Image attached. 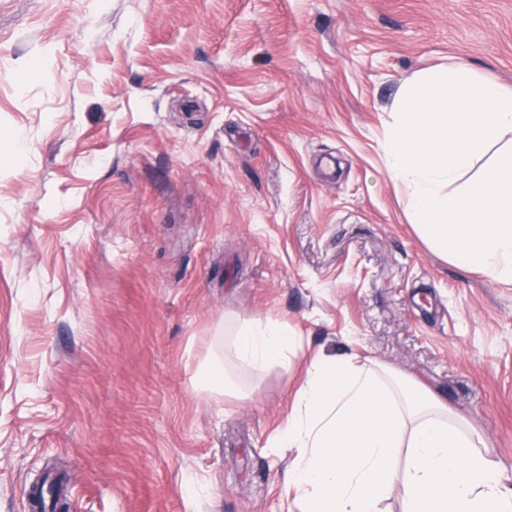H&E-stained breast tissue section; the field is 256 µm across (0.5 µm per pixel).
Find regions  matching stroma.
Wrapping results in <instances>:
<instances>
[{
    "mask_svg": "<svg viewBox=\"0 0 512 512\" xmlns=\"http://www.w3.org/2000/svg\"><path fill=\"white\" fill-rule=\"evenodd\" d=\"M461 61L512 87V0H0V512L56 474L67 512H295L271 443L322 356L435 394L512 486V284L386 162L402 84ZM253 318L287 363L199 391Z\"/></svg>",
    "mask_w": 512,
    "mask_h": 512,
    "instance_id": "obj_1",
    "label": "stroma"
}]
</instances>
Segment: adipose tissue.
<instances>
[{
	"mask_svg": "<svg viewBox=\"0 0 512 512\" xmlns=\"http://www.w3.org/2000/svg\"><path fill=\"white\" fill-rule=\"evenodd\" d=\"M296 344L271 319L242 323L226 346L210 344L199 384L210 396L232 393L227 363L261 372L287 362ZM298 456L288 473L302 512H379L394 485L403 512H512L486 440L419 385L346 357L313 363L295 414L274 442Z\"/></svg>",
	"mask_w": 512,
	"mask_h": 512,
	"instance_id": "obj_1",
	"label": "adipose tissue"
}]
</instances>
